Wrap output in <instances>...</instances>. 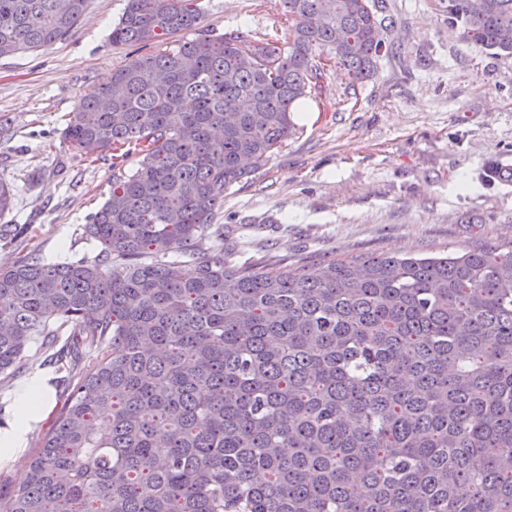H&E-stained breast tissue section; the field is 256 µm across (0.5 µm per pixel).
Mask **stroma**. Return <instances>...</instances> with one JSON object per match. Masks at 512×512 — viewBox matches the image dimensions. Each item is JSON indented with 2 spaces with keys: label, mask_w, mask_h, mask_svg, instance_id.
Returning a JSON list of instances; mask_svg holds the SVG:
<instances>
[{
  "label": "stroma",
  "mask_w": 512,
  "mask_h": 512,
  "mask_svg": "<svg viewBox=\"0 0 512 512\" xmlns=\"http://www.w3.org/2000/svg\"><path fill=\"white\" fill-rule=\"evenodd\" d=\"M126 0H91L62 40L0 57V180L15 189L0 216V265L35 253L74 262L96 253L83 229L107 199L110 161L62 144V118L107 84L131 57L107 35ZM196 35L288 40L274 0H200ZM393 51L371 80L348 87L326 68L294 120L295 136L224 195V250L237 264L277 268L399 253L437 256L480 245L512 246V185L487 180L488 163L512 159V58L463 40L448 0H383ZM23 372L0 376V423L13 392L33 374L55 378L40 342ZM35 425L16 463H0V491L26 479L29 458L51 429Z\"/></svg>",
  "instance_id": "35a3bbf8"
}]
</instances>
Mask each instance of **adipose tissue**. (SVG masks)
Masks as SVG:
<instances>
[{
	"instance_id": "1",
	"label": "adipose tissue",
	"mask_w": 512,
	"mask_h": 512,
	"mask_svg": "<svg viewBox=\"0 0 512 512\" xmlns=\"http://www.w3.org/2000/svg\"><path fill=\"white\" fill-rule=\"evenodd\" d=\"M48 408V395L41 375H32L14 394L11 417L0 427V462L16 461L26 437Z\"/></svg>"
}]
</instances>
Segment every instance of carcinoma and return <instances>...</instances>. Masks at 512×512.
<instances>
[{
    "instance_id": "carcinoma-1",
    "label": "carcinoma",
    "mask_w": 512,
    "mask_h": 512,
    "mask_svg": "<svg viewBox=\"0 0 512 512\" xmlns=\"http://www.w3.org/2000/svg\"><path fill=\"white\" fill-rule=\"evenodd\" d=\"M89 0H0V57L65 37ZM288 42L201 36L131 59L69 113L63 143L112 153L97 254L0 267V373L28 344L67 398L0 512H512V249L238 266L224 192L297 134L334 55L384 53L371 0H275ZM512 57V0H450ZM199 0H127L114 46L198 27ZM14 190L0 181V216ZM67 335L64 344L59 337Z\"/></svg>"
}]
</instances>
